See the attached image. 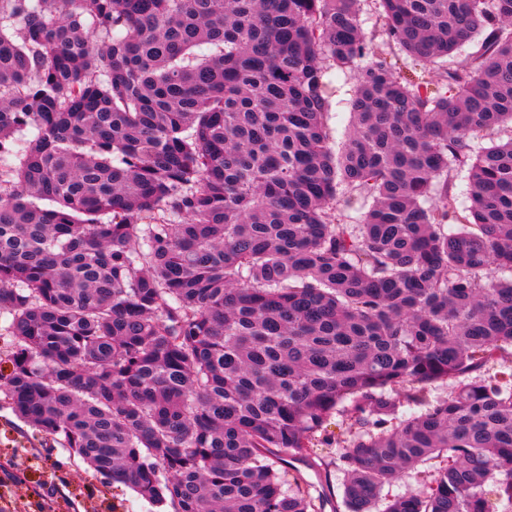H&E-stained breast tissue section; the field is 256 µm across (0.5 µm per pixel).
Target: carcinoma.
<instances>
[{"label": "carcinoma", "mask_w": 512, "mask_h": 512, "mask_svg": "<svg viewBox=\"0 0 512 512\" xmlns=\"http://www.w3.org/2000/svg\"><path fill=\"white\" fill-rule=\"evenodd\" d=\"M379 5L416 61L477 50L407 73L358 0H0V396L153 507L309 512L273 458L345 413L348 512L413 473L383 512H512V138L473 144L512 124V0ZM377 0H363L360 6V22L367 40L373 44L389 51L387 37L378 17ZM325 79L332 90L331 108L327 116L334 152L342 150L347 142L352 127L351 102L357 86L358 73L356 70L340 69L332 61L325 60Z\"/></svg>", "instance_id": "obj_1"}]
</instances>
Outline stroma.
Listing matches in <instances>:
<instances>
[{"label": "stroma", "mask_w": 512, "mask_h": 512, "mask_svg": "<svg viewBox=\"0 0 512 512\" xmlns=\"http://www.w3.org/2000/svg\"><path fill=\"white\" fill-rule=\"evenodd\" d=\"M324 68L332 90L327 124L337 152L352 127L351 102L358 73L329 60ZM348 427L344 416H332L324 432L326 442L316 448L312 464L288 468L290 475L310 484L314 512H346L339 443L347 439ZM0 507L5 512H148L134 491L114 492L103 475L88 469L60 444L46 440L1 400Z\"/></svg>", "instance_id": "1"}]
</instances>
